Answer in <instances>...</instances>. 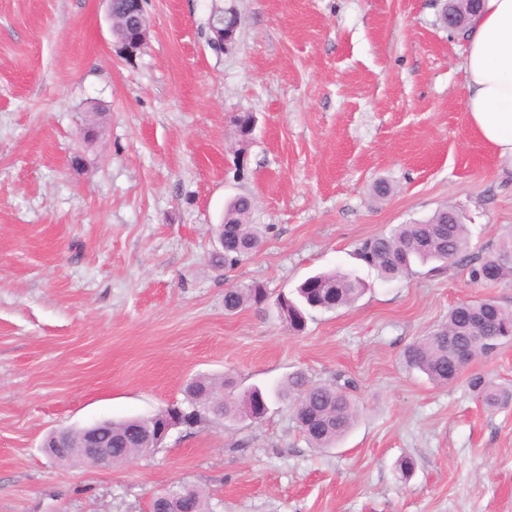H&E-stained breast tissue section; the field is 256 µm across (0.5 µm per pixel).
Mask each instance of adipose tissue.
<instances>
[{
	"label": "adipose tissue",
	"mask_w": 512,
	"mask_h": 512,
	"mask_svg": "<svg viewBox=\"0 0 512 512\" xmlns=\"http://www.w3.org/2000/svg\"><path fill=\"white\" fill-rule=\"evenodd\" d=\"M464 39L470 123L512 170V0H482Z\"/></svg>",
	"instance_id": "adipose-tissue-1"
}]
</instances>
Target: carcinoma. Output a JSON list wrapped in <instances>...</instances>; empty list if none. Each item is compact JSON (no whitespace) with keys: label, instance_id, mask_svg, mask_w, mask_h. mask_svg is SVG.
Returning a JSON list of instances; mask_svg holds the SVG:
<instances>
[{"label":"carcinoma","instance_id":"obj_1","mask_svg":"<svg viewBox=\"0 0 512 512\" xmlns=\"http://www.w3.org/2000/svg\"><path fill=\"white\" fill-rule=\"evenodd\" d=\"M480 0L466 3L453 0L442 9L443 23L448 12L476 14ZM451 205H444L424 222L399 224L387 235H377L362 241L355 258L377 271L387 281L412 271L416 263L440 262L458 264L467 269L474 283H499L512 279V241L502 244L486 255H470L469 229L463 221L450 215ZM252 211L250 197L240 195L224 208V253L214 255L215 266L232 268L257 250L261 237L255 225L249 223ZM366 288L365 282L353 270L341 268L317 273L305 279L296 289V297L283 303L288 331L299 334L306 329L308 310L333 311L353 303ZM267 296L264 285L253 282L224 290V309L235 312L247 305H258ZM512 344V308L504 307L492 298L462 303L448 313V320L431 335L411 343L403 352L405 364L423 372L429 380L445 384L456 379L462 370L453 358L454 349H465L474 358L486 357L505 345ZM471 389L489 408L512 402V385L499 386L481 374L469 380ZM349 382L335 385L312 384L301 373H295L278 386L274 393L295 403L297 427L309 447L333 448L353 427L357 413L348 392ZM233 381L197 376L186 386L185 409L187 426L203 422H220L229 417H251L257 421L267 413L268 396L254 388L242 399L232 396ZM149 421L142 417L127 418L112 423V465H122L138 456L151 453L145 448L144 435ZM87 455V449H77L74 441L55 451L56 462L65 465L76 453ZM163 507L167 512H213L210 497L197 487L184 493L177 485L169 490Z\"/></svg>","mask_w":512,"mask_h":512}]
</instances>
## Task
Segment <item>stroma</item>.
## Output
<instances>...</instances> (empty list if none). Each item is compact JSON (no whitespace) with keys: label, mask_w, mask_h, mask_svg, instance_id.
<instances>
[{"label":"stroma","mask_w":512,"mask_h":512,"mask_svg":"<svg viewBox=\"0 0 512 512\" xmlns=\"http://www.w3.org/2000/svg\"><path fill=\"white\" fill-rule=\"evenodd\" d=\"M230 5L241 26L219 50L210 17ZM144 7L149 45L129 64L106 0H0V512H148L182 483L213 512H512V404L488 408L467 383L512 384V345L448 385L402 359L459 303L512 307V280L431 263L386 282L354 255L446 203L471 253L512 238V173L470 123L440 0ZM238 195L263 241L227 271L213 229ZM337 267L365 293L288 332L278 298ZM254 281L267 301L226 312L225 288ZM296 372L353 380L358 417L336 447L309 448L274 399L262 420L180 427L116 467L41 450L51 431L180 402L196 376H232L240 395Z\"/></svg>","instance_id":"1"}]
</instances>
